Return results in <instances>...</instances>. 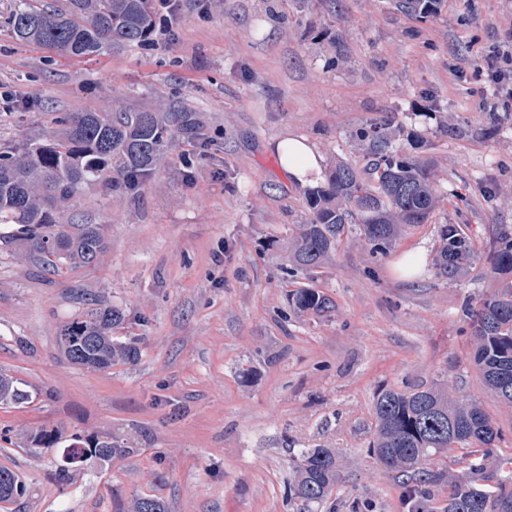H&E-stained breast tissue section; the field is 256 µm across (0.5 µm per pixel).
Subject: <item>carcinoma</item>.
I'll return each instance as SVG.
<instances>
[{"label":"carcinoma","instance_id":"obj_1","mask_svg":"<svg viewBox=\"0 0 512 512\" xmlns=\"http://www.w3.org/2000/svg\"><path fill=\"white\" fill-rule=\"evenodd\" d=\"M444 0H396L401 12L422 18L437 14ZM9 24L12 36L45 47L65 60H93L114 48L142 45L155 28L151 0H14ZM60 126L42 142L28 140L0 149V224L18 225L0 241L15 246L44 269L60 273L75 264L91 266L105 250L97 225L57 220L60 209L85 187L105 183L108 190H133L166 161L171 135L192 140L199 130L195 113L170 107L166 112L87 110L60 112ZM402 129L360 128L354 138L372 156L369 178L356 167L340 163L326 186L310 192L313 219L298 225L288 245L289 270H314L331 258L342 237L359 232L374 254L387 253L403 233L425 223L439 204L433 174L427 166L393 148ZM443 246L436 269L455 275L478 258L461 224L439 227ZM487 258L499 284L479 302L465 304L474 337V366L486 394L512 407V238L501 234L489 243ZM90 308L59 334L67 360L79 367L106 370L138 358L132 342L112 338V327L124 320L122 310L87 297ZM289 306L300 313L323 315L335 309L323 292L310 287L289 291ZM29 394L0 375V401L22 404ZM501 441L494 421L473 400L454 397L442 384L398 390L384 386L373 396V423L367 452L382 472L402 489L403 497L419 499L414 512H512V480L505 482L489 469ZM460 452L465 471H432L433 457ZM116 452L109 440L69 449V464L87 457L108 459ZM339 480L332 448L300 452L288 498L307 506L331 502L328 512H361L364 505H338L331 500ZM448 489V499L435 505L433 488ZM26 483L13 470L0 468V501L27 496ZM132 512H168L153 495L137 498Z\"/></svg>","mask_w":512,"mask_h":512}]
</instances>
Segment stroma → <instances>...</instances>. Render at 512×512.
<instances>
[{
  "instance_id": "obj_1",
  "label": "stroma",
  "mask_w": 512,
  "mask_h": 512,
  "mask_svg": "<svg viewBox=\"0 0 512 512\" xmlns=\"http://www.w3.org/2000/svg\"><path fill=\"white\" fill-rule=\"evenodd\" d=\"M11 4L0 0L1 147L89 108L181 100L203 127L197 142L173 137L138 190L74 199L65 218H91L105 240L96 264L50 274L0 245V374L29 395L0 402V467L29 489L0 512H131L145 494L170 512H302L287 494L303 448L335 449L336 500L409 512L367 453L383 385L446 383L482 402L503 433L491 465L512 474V408L483 391L464 311L497 281L484 258L435 274L440 225H465L481 249L512 235V112L487 75L494 49L512 51V0H447L424 21L394 0H185L175 32L157 22L148 43L91 61L13 40ZM388 117L435 175V213L387 255L352 234L289 278L288 242L312 214L271 141L302 136L325 170L360 168L355 131ZM420 247L425 265L402 277L401 256ZM298 284L335 310L294 313ZM85 292L123 311L112 334L137 340L136 363L65 359L59 332ZM41 429L53 448L32 444ZM78 437L118 452L58 480Z\"/></svg>"
}]
</instances>
